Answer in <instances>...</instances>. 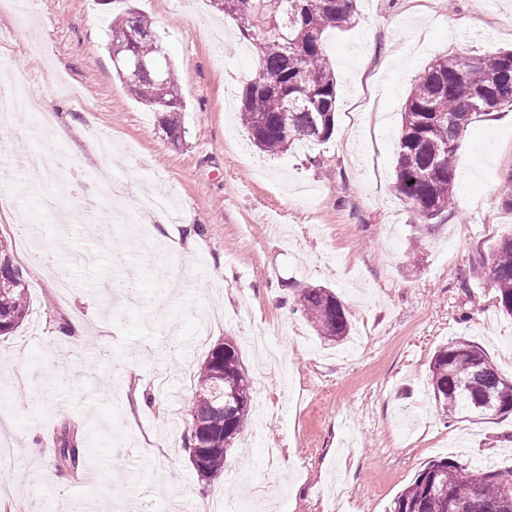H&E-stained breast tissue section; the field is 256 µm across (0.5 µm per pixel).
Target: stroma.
I'll return each mask as SVG.
<instances>
[{
    "label": "stroma",
    "instance_id": "1",
    "mask_svg": "<svg viewBox=\"0 0 512 512\" xmlns=\"http://www.w3.org/2000/svg\"><path fill=\"white\" fill-rule=\"evenodd\" d=\"M176 67L185 136L172 143L159 113L131 97L107 48L123 0H34V31L0 9V73L31 75L64 135L47 143L33 123L0 124V189L19 219L0 236L29 287L31 312L0 336V431L13 436L15 478L0 512L40 500L43 512H190L227 496L240 512H388L429 463L512 469V414L448 418L437 412L430 363L451 340L482 347L512 376V317L476 275L512 235L501 201L512 173V111L469 126L456 155L454 206L418 255L419 218L394 191L400 112L432 59L512 49V0H360L355 23L327 30L338 80L336 131L326 143L269 157L243 132L237 107L257 67L233 20L207 0H132ZM61 152L52 178L22 179L7 163L21 136ZM112 145L122 187L101 182L89 145ZM115 182V183H116ZM172 194L192 216L189 254L147 260L143 238L183 234L142 214L145 188ZM97 204L89 223L46 215ZM153 266L179 296L156 309L135 273ZM223 270L222 284L211 276ZM340 296L361 347L320 336L298 304L301 289ZM85 335L59 343L73 314ZM232 338L264 405L234 445L223 474L196 475L171 413L187 415L190 381L209 350ZM87 435L77 470L55 468L63 428Z\"/></svg>",
    "mask_w": 512,
    "mask_h": 512
}]
</instances>
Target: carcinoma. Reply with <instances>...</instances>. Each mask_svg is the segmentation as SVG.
<instances>
[{
	"instance_id": "1",
	"label": "carcinoma",
	"mask_w": 512,
	"mask_h": 512,
	"mask_svg": "<svg viewBox=\"0 0 512 512\" xmlns=\"http://www.w3.org/2000/svg\"><path fill=\"white\" fill-rule=\"evenodd\" d=\"M218 13L237 22L257 52L259 68L242 95L240 121L253 144L269 156L285 154L302 141L326 142L335 132L337 80L323 47L324 33L354 21L357 0H224ZM152 28L128 9L112 21L110 43ZM132 53L159 61L131 75L114 63L118 77L141 104L162 113L172 140L182 138L184 104L174 67L156 39H142ZM512 108V50L492 56L445 55L432 60L416 79L400 113L394 188L401 200L426 220L412 250L422 245L428 221L451 213L456 182L455 156L480 114ZM482 278L497 291L502 311L512 315V236L500 240ZM27 285L7 242L0 240V336L12 334L29 315ZM299 305L320 335L340 342L351 322L339 296L327 287L303 288ZM236 344L215 345L194 376L185 447L200 477L224 470L228 452L249 424L251 393ZM485 351L459 339L438 349L430 365L436 408L446 416L512 412V387ZM55 467L75 468L80 456L69 429L58 437ZM512 495V479L492 468H469L453 460L428 464L396 496L389 512H494L491 502Z\"/></svg>"
}]
</instances>
